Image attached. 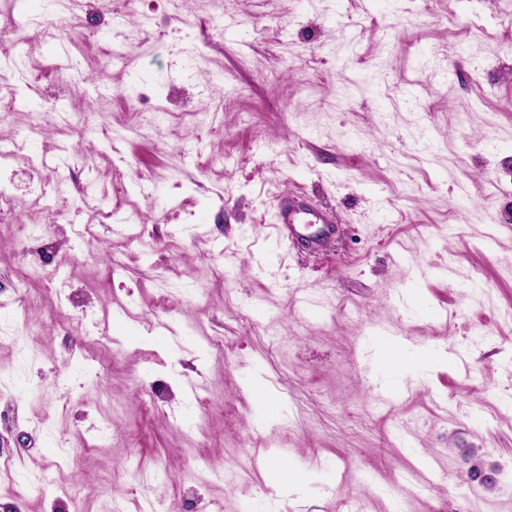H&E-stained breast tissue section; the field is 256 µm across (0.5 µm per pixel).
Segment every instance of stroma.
Masks as SVG:
<instances>
[{
    "instance_id": "1",
    "label": "stroma",
    "mask_w": 512,
    "mask_h": 512,
    "mask_svg": "<svg viewBox=\"0 0 512 512\" xmlns=\"http://www.w3.org/2000/svg\"><path fill=\"white\" fill-rule=\"evenodd\" d=\"M1 28L0 139L41 113L47 166L0 175L66 204L0 221V512H512V0H0ZM282 191L336 237L278 238ZM47 264L70 300L20 288ZM376 322L433 354L395 401ZM30 197L33 202L41 205L43 210L55 214H59L64 205L58 186L54 188V186L44 185L40 182L35 186Z\"/></svg>"
}]
</instances>
